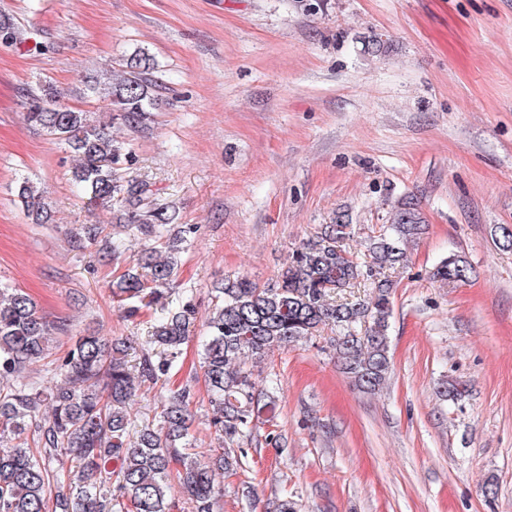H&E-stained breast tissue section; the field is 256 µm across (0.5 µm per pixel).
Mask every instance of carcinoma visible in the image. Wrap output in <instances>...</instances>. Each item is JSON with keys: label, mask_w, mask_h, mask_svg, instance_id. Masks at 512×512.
I'll return each mask as SVG.
<instances>
[{"label": "carcinoma", "mask_w": 512, "mask_h": 512, "mask_svg": "<svg viewBox=\"0 0 512 512\" xmlns=\"http://www.w3.org/2000/svg\"><path fill=\"white\" fill-rule=\"evenodd\" d=\"M153 63L137 53L124 71L107 70L93 81L92 93L109 102L111 111L131 127L148 120ZM26 122L67 145L78 158L74 179L92 209L123 212L137 218L138 229L161 239L173 217L144 182L118 180L115 165L121 146L89 111L60 101L45 83L30 98ZM17 197L35 224H46L51 208L28 181ZM353 225L343 216L292 251L276 285L262 287L246 276L224 280L206 323L199 367L213 409L210 425L222 437L224 468L240 465L239 441L273 421L266 415L273 391L259 387L253 367L276 349L310 339L328 327L337 364L364 393L385 385L390 369L389 331L393 306L392 282L385 269L405 260L404 246L425 233L417 203L405 198L391 205L387 223L368 236L371 261L355 262L342 242ZM194 227L187 224L165 246L138 251L132 265L112 283L122 302L138 299L160 306L153 342L168 352L164 358L142 353L137 372L128 366L125 345L90 332L54 359V387L22 384L0 388V512H170L171 480L176 479L194 503L195 512H214L219 488L215 472L188 452L194 418V393L173 392L161 405L157 424L138 426L131 420L129 401L146 382L156 384L170 370L180 346L189 340L194 309L169 307L167 297L179 244ZM473 269L459 253L450 252L433 268L431 277L444 287L469 281ZM370 282L366 300L350 301L342 292ZM57 326L38 311L27 294L0 286V379L19 376L26 366L46 359ZM49 414L37 425V450L28 432L42 407ZM66 456L74 470L59 473L48 461Z\"/></svg>", "instance_id": "1"}]
</instances>
